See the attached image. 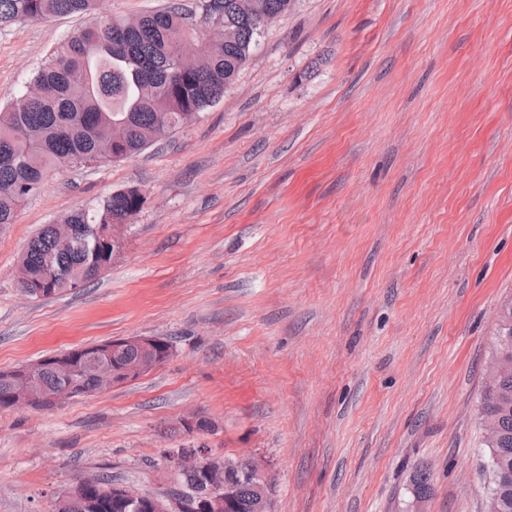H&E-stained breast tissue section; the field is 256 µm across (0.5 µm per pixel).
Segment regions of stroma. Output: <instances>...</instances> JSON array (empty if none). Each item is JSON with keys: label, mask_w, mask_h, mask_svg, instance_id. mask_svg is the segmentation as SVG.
<instances>
[{"label": "stroma", "mask_w": 512, "mask_h": 512, "mask_svg": "<svg viewBox=\"0 0 512 512\" xmlns=\"http://www.w3.org/2000/svg\"><path fill=\"white\" fill-rule=\"evenodd\" d=\"M86 24L0 28V106ZM131 185L148 201L100 279L25 295L40 225ZM507 299L512 0H290L219 103L51 173L0 227V371L172 345L99 394L0 409V512L97 478L159 496L201 445L265 460L276 512H488L479 405Z\"/></svg>", "instance_id": "stroma-1"}]
</instances>
